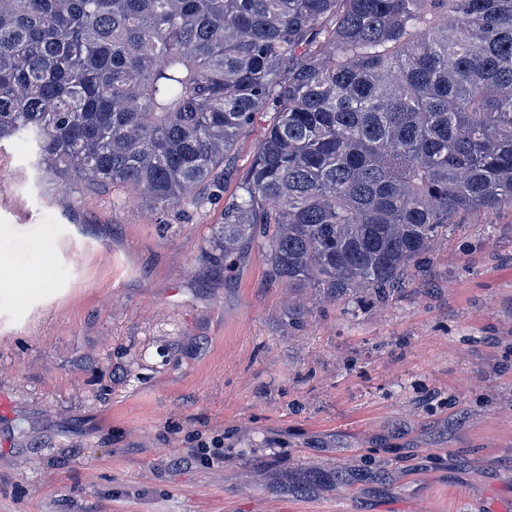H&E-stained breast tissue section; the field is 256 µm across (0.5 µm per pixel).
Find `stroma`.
<instances>
[{"label": "stroma", "mask_w": 512, "mask_h": 512, "mask_svg": "<svg viewBox=\"0 0 512 512\" xmlns=\"http://www.w3.org/2000/svg\"><path fill=\"white\" fill-rule=\"evenodd\" d=\"M265 126L216 200L166 211L0 142V512H512V211L383 300L273 281L255 247L215 280Z\"/></svg>", "instance_id": "1"}]
</instances>
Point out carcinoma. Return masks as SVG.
<instances>
[{
    "instance_id": "obj_1",
    "label": "carcinoma",
    "mask_w": 512,
    "mask_h": 512,
    "mask_svg": "<svg viewBox=\"0 0 512 512\" xmlns=\"http://www.w3.org/2000/svg\"><path fill=\"white\" fill-rule=\"evenodd\" d=\"M264 114L205 261L383 298L512 210V0H0V141L59 187L202 207Z\"/></svg>"
}]
</instances>
